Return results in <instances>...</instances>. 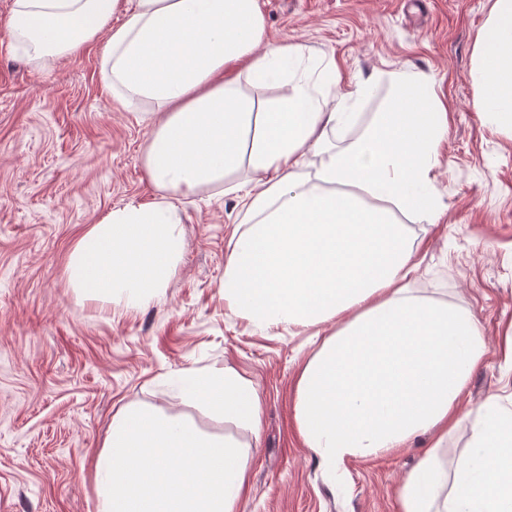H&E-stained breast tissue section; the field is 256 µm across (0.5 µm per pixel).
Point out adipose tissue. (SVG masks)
<instances>
[{"mask_svg":"<svg viewBox=\"0 0 512 512\" xmlns=\"http://www.w3.org/2000/svg\"><path fill=\"white\" fill-rule=\"evenodd\" d=\"M120 8L127 19L116 26ZM9 27L39 58L106 34L103 84L121 106H156L143 164L159 198L113 209L79 237L72 288L128 309L162 291L183 248L182 200L222 187L244 225L224 265L231 310L261 328L345 321L296 383L297 429L320 466L383 457L427 434L400 512H512V410L498 397L482 404L454 473L439 457L486 353L483 328L404 284L414 244L399 213L429 224L442 213L434 171L448 108L433 77L396 75L388 107L338 148L331 135L357 125L354 106L374 77L330 98L300 79L286 98L256 105L242 79L274 84L306 63L302 45L266 39L258 0H15ZM474 59L477 111L512 131V0H494ZM309 151L323 159L307 185ZM164 383L182 403L259 434L261 401L239 373L184 368ZM248 448L186 416L125 406L96 458L97 512H239Z\"/></svg>","mask_w":512,"mask_h":512,"instance_id":"1","label":"adipose tissue"}]
</instances>
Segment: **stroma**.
<instances>
[{
    "mask_svg": "<svg viewBox=\"0 0 512 512\" xmlns=\"http://www.w3.org/2000/svg\"><path fill=\"white\" fill-rule=\"evenodd\" d=\"M493 0H260L265 34L306 48L309 79L375 76L357 110L368 123L392 97V76H435L448 104L436 188L437 223L411 215L413 294L480 319L487 353L457 406L440 458L454 471L469 427L491 395L512 403V133L473 106L474 49ZM0 0V512H96L94 463L113 416L151 406L202 431L249 442L252 483L240 512H399L398 490L428 437L345 470L320 467L295 422L298 374L336 323L261 329L224 302V264L239 231L235 199L219 189L182 202V257L148 304L105 310L79 299L66 267L80 235L113 208L158 193L143 167L154 105L113 104L101 78L102 41L33 58L7 30ZM231 369L262 399L259 438L180 403L170 371Z\"/></svg>",
    "mask_w": 512,
    "mask_h": 512,
    "instance_id": "35a3bbf8",
    "label": "stroma"
}]
</instances>
